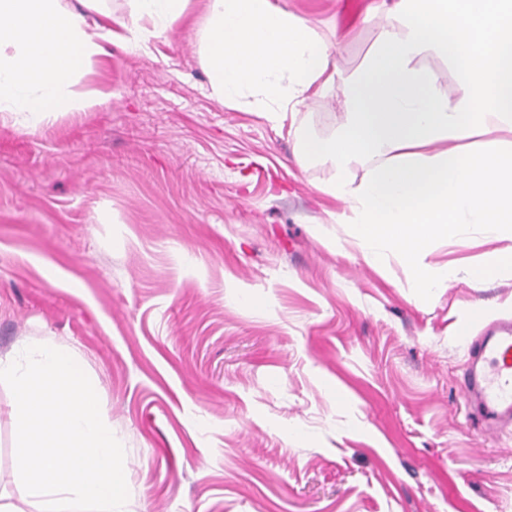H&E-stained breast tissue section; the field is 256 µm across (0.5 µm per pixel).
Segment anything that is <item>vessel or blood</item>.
I'll use <instances>...</instances> for the list:
<instances>
[{"label":"vessel or blood","mask_w":512,"mask_h":512,"mask_svg":"<svg viewBox=\"0 0 512 512\" xmlns=\"http://www.w3.org/2000/svg\"><path fill=\"white\" fill-rule=\"evenodd\" d=\"M487 428L512 423V321H495L474 344L464 379Z\"/></svg>","instance_id":"b4317fda"}]
</instances>
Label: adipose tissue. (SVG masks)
I'll return each mask as SVG.
<instances>
[{
	"label": "adipose tissue",
	"instance_id": "obj_1",
	"mask_svg": "<svg viewBox=\"0 0 512 512\" xmlns=\"http://www.w3.org/2000/svg\"><path fill=\"white\" fill-rule=\"evenodd\" d=\"M100 0H0V118L20 124L99 104L75 91L79 76L119 43L149 51L165 40L189 0H128L117 15ZM98 12L89 20V12ZM364 67L344 74L310 19L274 0H206L201 50L212 95L227 106L259 98L287 128L304 162L332 170L323 192L344 202L331 214L373 263L395 257L412 286L456 277L429 262V241L459 224L512 236V0H394ZM456 74L446 86L428 57ZM339 91L344 119L321 138L297 116ZM366 166L360 182L352 164Z\"/></svg>",
	"mask_w": 512,
	"mask_h": 512
}]
</instances>
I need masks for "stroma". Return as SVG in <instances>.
<instances>
[{
  "mask_svg": "<svg viewBox=\"0 0 512 512\" xmlns=\"http://www.w3.org/2000/svg\"><path fill=\"white\" fill-rule=\"evenodd\" d=\"M276 2L347 74L380 32L337 0ZM203 15L191 0L150 52L112 46L77 81L104 103L0 119V355L81 359L125 450L123 512H512V426L484 432L463 392L474 337L512 318V267L426 290L369 263L329 221L328 166L256 99L212 96ZM343 117L334 94L299 114L321 136ZM510 246L473 226L429 243L461 269ZM15 406L0 383L18 503Z\"/></svg>",
  "mask_w": 512,
  "mask_h": 512,
  "instance_id": "obj_1",
  "label": "stroma"
}]
</instances>
